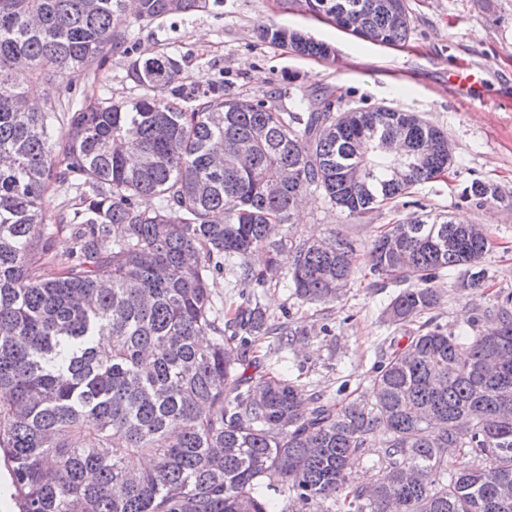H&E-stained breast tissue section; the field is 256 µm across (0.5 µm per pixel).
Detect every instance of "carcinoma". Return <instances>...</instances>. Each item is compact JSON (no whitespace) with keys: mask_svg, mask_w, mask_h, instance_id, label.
<instances>
[{"mask_svg":"<svg viewBox=\"0 0 512 512\" xmlns=\"http://www.w3.org/2000/svg\"><path fill=\"white\" fill-rule=\"evenodd\" d=\"M306 2L361 39L380 33L399 45L411 31L406 0ZM206 6L135 0V16L148 24ZM125 12L126 0H0V454L19 512H273L268 489L289 494L297 512L327 501L338 512H512V293L480 336L431 318L404 344L392 337L374 399L332 404L278 374L249 373L260 363L253 339L271 333L286 345L298 332L269 326L250 298L226 319L210 288L226 262L246 289L286 261L298 298L340 299L353 245L336 231L288 237L297 198L313 188L365 214L441 176L452 162L447 135L417 119L410 133L426 160L395 180L374 139L409 113L362 107L349 123L327 97L303 116L215 84L185 112L165 97L181 94L168 55L129 64L145 90L129 102L30 108L40 82L124 52ZM261 35L301 55L331 54L294 31ZM55 184L79 192L81 207L48 224ZM462 199L502 196L475 180ZM470 228L416 217L376 237L369 270L399 288L391 324L436 309L430 283L446 272L459 271L465 290L482 286L490 240ZM64 229L73 246L46 278ZM257 250L267 253L261 269L250 263ZM376 432L383 473L366 489L348 465ZM135 453L153 466L130 468ZM464 456L471 464L448 470Z\"/></svg>","mask_w":512,"mask_h":512,"instance_id":"1","label":"carcinoma"}]
</instances>
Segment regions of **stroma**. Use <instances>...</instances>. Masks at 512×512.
<instances>
[{
    "instance_id": "stroma-1",
    "label": "stroma",
    "mask_w": 512,
    "mask_h": 512,
    "mask_svg": "<svg viewBox=\"0 0 512 512\" xmlns=\"http://www.w3.org/2000/svg\"><path fill=\"white\" fill-rule=\"evenodd\" d=\"M411 32L402 46L362 40L312 14L305 0H209L205 10L173 14L151 24L127 15L128 50L109 55L96 76L82 73L65 85L43 84L40 98L66 95L73 102L108 96L137 98L140 87L128 76L132 60L165 54L182 70L184 90L217 79L225 94L273 99L281 109L305 112L317 98H337L339 111L373 105L419 115L444 130L453 163L435 181L417 185L362 216H346L317 191L296 209L288 234L302 241L337 230L355 247L348 287L331 305L299 299L287 271L253 294L271 325L306 328L305 340L280 348L275 337H259L254 349L265 370L297 381L339 402L369 394L382 344L395 336L385 308L393 287L375 285L367 255L375 237L392 224L421 214H445L484 227L492 247L481 266L485 285L459 288L440 277L434 314L449 332L477 336L491 325L489 311L512 292V0H407ZM263 26L296 30L327 44L332 54L303 56L289 45L259 37ZM474 68L485 83V99L467 100L448 83L460 64ZM498 186L502 202L478 206L460 194L472 181Z\"/></svg>"
}]
</instances>
